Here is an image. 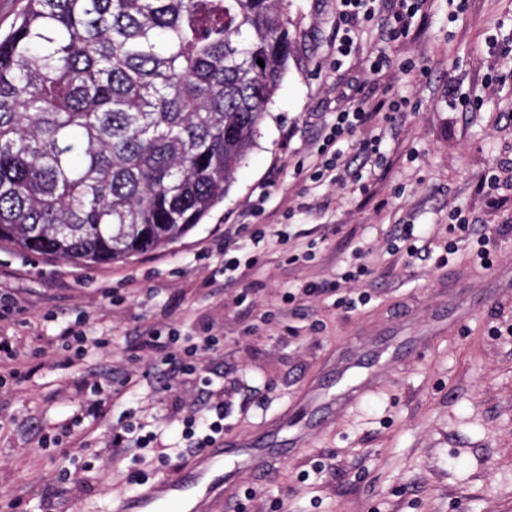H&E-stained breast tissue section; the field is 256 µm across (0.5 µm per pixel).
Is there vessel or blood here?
Here are the masks:
<instances>
[{
  "mask_svg": "<svg viewBox=\"0 0 512 512\" xmlns=\"http://www.w3.org/2000/svg\"><path fill=\"white\" fill-rule=\"evenodd\" d=\"M493 284L488 297L496 302L512 301V268L498 267L488 274ZM448 300L455 322L469 318L479 297L448 280ZM384 349L364 354H341L330 363L334 386L320 381L307 384L286 410L273 417L261 431L248 432L232 442L217 441L182 461L177 471L152 480L134 495L120 499L116 512H223L241 474L263 481L287 466L293 453L307 446L311 417L343 418L372 393L386 366Z\"/></svg>",
  "mask_w": 512,
  "mask_h": 512,
  "instance_id": "b4317fda",
  "label": "vessel or blood"
}]
</instances>
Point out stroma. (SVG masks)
I'll return each instance as SVG.
<instances>
[{
    "label": "stroma",
    "instance_id": "obj_1",
    "mask_svg": "<svg viewBox=\"0 0 512 512\" xmlns=\"http://www.w3.org/2000/svg\"><path fill=\"white\" fill-rule=\"evenodd\" d=\"M461 6L452 19L448 0H434L395 51L413 67L395 86L412 106L375 116L385 132L383 159L367 174L366 191L298 173L334 120L340 94L377 90L365 69L330 65L336 0H292L288 74L223 203L203 224L156 251L94 268L0 244V286L18 289L31 306L26 325L0 320V338L44 351L28 382L0 383V512H37L65 469L74 480L53 512H115L119 497L137 492L134 477L172 469L176 460L163 448L188 449L187 417L207 413L202 380L224 396L229 439L260 430L337 348L367 333L398 351L379 389L343 419L316 425L308 446L265 486L241 475L229 512H512V304L483 306L419 355L413 328L401 320L412 309L420 324L448 313L444 275L487 284L464 258L438 266L450 212L462 209L477 225L512 220V186L493 198L481 189L492 168L512 175V54L490 50L512 28V0ZM452 77L484 98L481 110H448ZM254 204L269 238L257 264L228 288L224 233ZM401 224L419 225L429 257L412 262L390 252ZM358 245L373 274L341 281ZM204 248L211 261L199 260ZM306 249L310 260L289 263V253ZM332 281L336 291L285 300L300 284ZM123 286L134 296L112 306L106 291ZM361 293L369 303L348 309ZM81 322L92 334H111V345L83 365H57L59 331ZM209 324L222 331V345L199 355L194 375L168 379L139 348L150 330L196 334ZM126 373L140 381L113 400L91 449L40 447V434L69 421L77 383ZM131 412L162 431L164 445L111 456L105 444Z\"/></svg>",
    "mask_w": 512,
    "mask_h": 512
}]
</instances>
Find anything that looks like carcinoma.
<instances>
[{
    "label": "carcinoma",
    "instance_id": "carcinoma-1",
    "mask_svg": "<svg viewBox=\"0 0 512 512\" xmlns=\"http://www.w3.org/2000/svg\"><path fill=\"white\" fill-rule=\"evenodd\" d=\"M27 2L0 38V244L97 267L182 239L282 85L288 0Z\"/></svg>",
    "mask_w": 512,
    "mask_h": 512
}]
</instances>
